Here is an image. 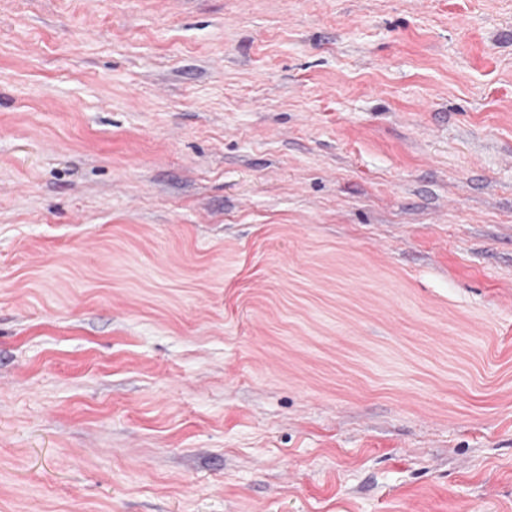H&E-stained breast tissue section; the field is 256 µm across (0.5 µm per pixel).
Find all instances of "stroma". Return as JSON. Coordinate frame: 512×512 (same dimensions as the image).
<instances>
[{"mask_svg": "<svg viewBox=\"0 0 512 512\" xmlns=\"http://www.w3.org/2000/svg\"><path fill=\"white\" fill-rule=\"evenodd\" d=\"M0 512H512V0H0Z\"/></svg>", "mask_w": 512, "mask_h": 512, "instance_id": "obj_1", "label": "stroma"}]
</instances>
